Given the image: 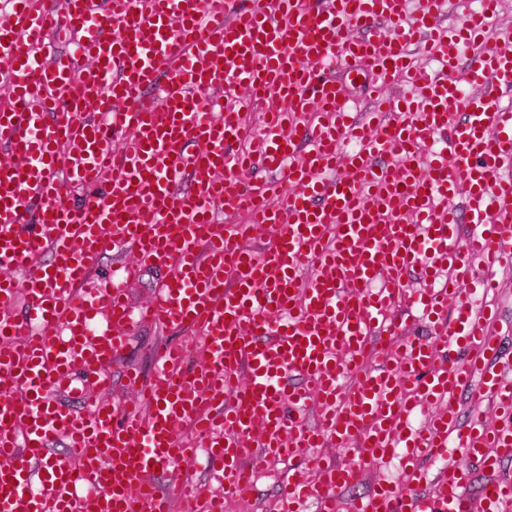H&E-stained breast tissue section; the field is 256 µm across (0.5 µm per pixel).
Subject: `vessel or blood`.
I'll list each match as a JSON object with an SVG mask.
<instances>
[{"label":"vessel or blood","mask_w":512,"mask_h":512,"mask_svg":"<svg viewBox=\"0 0 512 512\" xmlns=\"http://www.w3.org/2000/svg\"><path fill=\"white\" fill-rule=\"evenodd\" d=\"M407 4L12 0L0 14V512H224L278 459L314 473L283 486L279 512H336L395 460L402 487L376 481L351 512H512L511 480L472 500L469 473L445 464L512 457V362L495 356L484 298L512 271V105L493 96L512 86V46L493 35L499 0L453 29L447 0H423L406 27ZM58 39L75 53H54ZM418 41L433 69L414 65ZM355 62L378 103L363 119L319 76ZM229 83L287 106L254 129L223 105ZM242 140L276 180L241 183ZM115 250L131 261L100 272ZM156 266L168 276L132 305L128 283ZM402 306L427 336L397 332ZM143 323L200 343L154 344L150 378L125 372L134 401L79 384L90 371L109 387ZM458 346L469 358L438 364L436 348ZM197 347L205 363L185 370ZM464 393L500 424L460 426ZM58 439L65 452L45 456ZM330 439L358 444L357 460L318 454ZM202 455L218 497L200 501L189 478L158 490L157 472Z\"/></svg>","instance_id":"obj_1"}]
</instances>
